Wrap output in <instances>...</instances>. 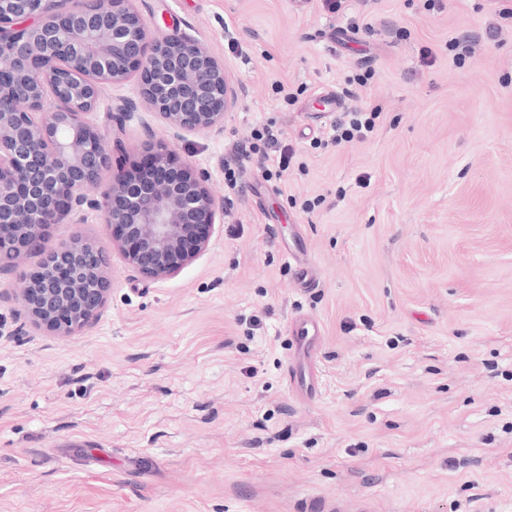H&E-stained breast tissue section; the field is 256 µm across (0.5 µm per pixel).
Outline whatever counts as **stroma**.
<instances>
[{
	"label": "stroma",
	"instance_id": "stroma-1",
	"mask_svg": "<svg viewBox=\"0 0 512 512\" xmlns=\"http://www.w3.org/2000/svg\"><path fill=\"white\" fill-rule=\"evenodd\" d=\"M512 0H134L242 90L218 134L151 110L120 122L135 82L90 121L126 165L149 141L208 174L224 216L178 276L122 260L100 211L55 225L111 260L98 321L33 325L0 277V512H512ZM360 28L331 51L340 27ZM497 34H490V27ZM458 40L473 49L456 57ZM435 60L421 61L423 49ZM373 79L366 141L338 145L326 90ZM269 124L299 163L265 180L225 164ZM305 247L318 285L283 257ZM321 323L316 393L291 391L287 322Z\"/></svg>",
	"mask_w": 512,
	"mask_h": 512
}]
</instances>
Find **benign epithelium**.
Here are the masks:
<instances>
[{"mask_svg":"<svg viewBox=\"0 0 512 512\" xmlns=\"http://www.w3.org/2000/svg\"><path fill=\"white\" fill-rule=\"evenodd\" d=\"M70 0H0V275L25 283L29 319L59 336L91 327L112 289L110 259L93 240L73 236L43 251L54 224L87 210L104 213L112 242L142 276H177L205 251L224 204L203 173L151 144L142 165L116 164L87 116L104 85L137 78V96L118 111L145 106L175 131L224 128L239 92L224 64L196 39L174 32L151 39L133 0L72 8ZM108 187L89 194L105 175ZM42 259L26 269L29 254Z\"/></svg>","mask_w":512,"mask_h":512,"instance_id":"7a95c632","label":"benign epithelium"}]
</instances>
